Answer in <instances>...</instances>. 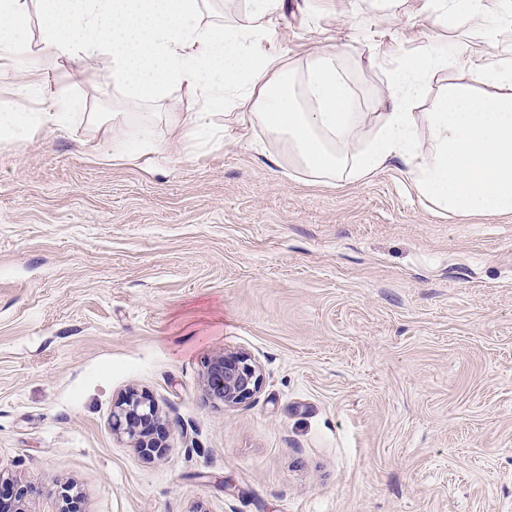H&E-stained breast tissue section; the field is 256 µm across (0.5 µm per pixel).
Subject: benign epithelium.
<instances>
[{
    "mask_svg": "<svg viewBox=\"0 0 512 512\" xmlns=\"http://www.w3.org/2000/svg\"><path fill=\"white\" fill-rule=\"evenodd\" d=\"M208 395L216 402L235 406L248 402L260 391L262 373L242 352L215 356L206 372ZM112 434L132 444L146 459L159 458L167 450L166 431L155 403L146 395L131 392L112 409Z\"/></svg>",
    "mask_w": 512,
    "mask_h": 512,
    "instance_id": "1",
    "label": "benign epithelium"
}]
</instances>
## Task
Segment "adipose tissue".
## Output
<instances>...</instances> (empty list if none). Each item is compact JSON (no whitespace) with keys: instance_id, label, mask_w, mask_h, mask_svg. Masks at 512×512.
<instances>
[{"instance_id":"adipose-tissue-1","label":"adipose tissue","mask_w":512,"mask_h":512,"mask_svg":"<svg viewBox=\"0 0 512 512\" xmlns=\"http://www.w3.org/2000/svg\"><path fill=\"white\" fill-rule=\"evenodd\" d=\"M44 15L35 70L95 58L105 75L137 103L169 99L174 88L195 92L196 112L167 113L169 140L184 144L211 129L214 107L246 108L243 127H258L283 145L288 164L310 182L360 181L398 164L418 193L451 214L512 213V68L480 71L485 94L455 85L430 111H411L427 75L445 55L397 68L379 112L355 109L354 90L336 55H313L304 70L264 53L272 16L283 0H246L230 24L205 20L209 0H0V60L24 50L32 7ZM435 23L482 26L485 0H439ZM62 112L0 113V134L26 141ZM375 130L364 140L366 127Z\"/></svg>"}]
</instances>
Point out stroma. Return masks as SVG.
Returning a JSON list of instances; mask_svg holds the SVG:
<instances>
[{
    "label": "stroma",
    "mask_w": 512,
    "mask_h": 512,
    "mask_svg": "<svg viewBox=\"0 0 512 512\" xmlns=\"http://www.w3.org/2000/svg\"><path fill=\"white\" fill-rule=\"evenodd\" d=\"M465 47L414 111L512 65V28L438 26L426 0H288L266 52L301 70L332 50L356 109L374 111L403 62ZM0 76V107L56 112L25 142L0 136V471L31 486L27 512H512V214L447 215L397 165L340 187L273 164L281 145L126 130L140 106L93 59ZM69 92L61 101L60 89ZM248 353L261 390L225 406L214 356ZM147 393L168 431L147 460L112 434L114 403ZM142 113L133 112H113L112 124L104 128L103 138L100 142L99 149L102 152H110L120 154L124 149V130L127 125Z\"/></svg>",
    "instance_id": "35a3bbf8"
}]
</instances>
